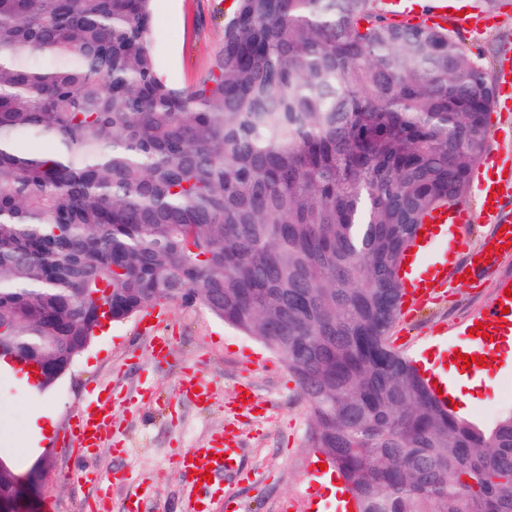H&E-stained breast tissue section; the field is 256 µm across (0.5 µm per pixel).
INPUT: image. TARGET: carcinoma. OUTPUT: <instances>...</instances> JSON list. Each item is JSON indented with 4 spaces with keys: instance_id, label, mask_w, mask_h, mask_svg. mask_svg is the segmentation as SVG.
<instances>
[{
    "instance_id": "obj_1",
    "label": "carcinoma",
    "mask_w": 512,
    "mask_h": 512,
    "mask_svg": "<svg viewBox=\"0 0 512 512\" xmlns=\"http://www.w3.org/2000/svg\"><path fill=\"white\" fill-rule=\"evenodd\" d=\"M382 0H237L158 75L151 0H0V346L61 372L100 320L202 304L280 355L356 512H512L479 425L390 346L397 268L460 202L496 84Z\"/></svg>"
}]
</instances>
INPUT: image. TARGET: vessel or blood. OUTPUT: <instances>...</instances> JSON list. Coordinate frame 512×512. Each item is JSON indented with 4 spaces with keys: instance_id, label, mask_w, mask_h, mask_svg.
I'll list each match as a JSON object with an SVG mask.
<instances>
[{
    "instance_id": "1",
    "label": "vessel or blood",
    "mask_w": 512,
    "mask_h": 512,
    "mask_svg": "<svg viewBox=\"0 0 512 512\" xmlns=\"http://www.w3.org/2000/svg\"><path fill=\"white\" fill-rule=\"evenodd\" d=\"M395 15L401 20L428 18L435 25H455L460 15L449 10L446 0H418L416 6H402ZM479 196L478 210L464 205L436 212L435 218L424 226L419 247L413 248L405 262L407 273L403 305L416 309L422 302L445 291L458 280L483 281L491 263L512 255V160L493 156L476 173ZM492 224L496 230L488 245L467 248L464 240L466 229L472 224ZM466 249L467 262L454 258L457 249ZM512 309V297L502 298L489 308L482 320L486 340L479 346L483 356H491L489 336L495 335L503 321V308ZM107 400L93 397L75 416L72 437L79 456L93 454L102 444V417L107 410ZM241 450L235 442L214 439L194 448L178 450L173 463L185 480L184 512H216L224 500V488L219 482H200L206 470L214 473L238 472Z\"/></svg>"
}]
</instances>
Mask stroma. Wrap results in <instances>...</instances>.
I'll return each instance as SVG.
<instances>
[{
    "label": "stroma",
    "mask_w": 512,
    "mask_h": 512,
    "mask_svg": "<svg viewBox=\"0 0 512 512\" xmlns=\"http://www.w3.org/2000/svg\"><path fill=\"white\" fill-rule=\"evenodd\" d=\"M225 8L226 0H152L149 41L163 80L186 87L208 75L224 49ZM452 31L490 68L512 58V8L497 14L495 25L478 15ZM506 275L512 277V260L490 267L480 287L457 283L422 309L401 312L391 346L411 358L434 341L446 349L464 346V329L492 305ZM159 332L170 339L161 358L152 355L140 316L110 324L38 396L0 378V448L10 449L22 473L40 454L48 456L40 512H86L92 502L101 512H124L142 489L148 492L145 512H183L184 480L172 455L221 435L238 437L242 449L240 471L224 479L234 512H307L310 500L323 498L312 475L320 456L307 441L308 408L281 357L199 304L168 305ZM490 366L489 386L465 409L477 423L512 409V361L500 358ZM189 375L210 385L208 406L180 393ZM243 385L265 411L235 409V392ZM101 387L113 395L106 440L85 460L70 443L72 419ZM148 388L156 393L150 404L142 401ZM32 412L44 414L51 425L49 437L34 448L18 437ZM86 465L104 475V483L78 481L76 473Z\"/></svg>",
    "instance_id": "1"
}]
</instances>
